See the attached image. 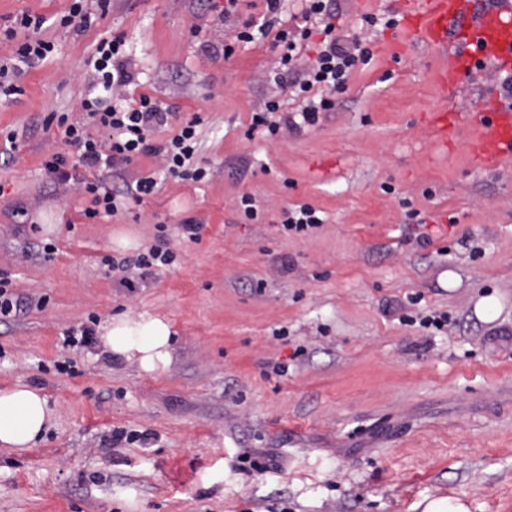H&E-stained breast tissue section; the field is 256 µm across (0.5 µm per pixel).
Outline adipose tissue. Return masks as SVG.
Masks as SVG:
<instances>
[{"label": "adipose tissue", "mask_w": 512, "mask_h": 512, "mask_svg": "<svg viewBox=\"0 0 512 512\" xmlns=\"http://www.w3.org/2000/svg\"><path fill=\"white\" fill-rule=\"evenodd\" d=\"M173 336L167 319L148 314L114 317L99 328V341L106 352L138 362L147 373L169 367ZM54 415L41 391L25 382L0 389V447L19 452L33 448L50 428Z\"/></svg>", "instance_id": "1"}]
</instances>
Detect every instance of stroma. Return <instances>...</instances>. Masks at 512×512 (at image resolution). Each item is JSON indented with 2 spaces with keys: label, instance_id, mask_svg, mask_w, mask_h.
<instances>
[{
  "label": "stroma",
  "instance_id": "35a3bbf8",
  "mask_svg": "<svg viewBox=\"0 0 512 512\" xmlns=\"http://www.w3.org/2000/svg\"><path fill=\"white\" fill-rule=\"evenodd\" d=\"M404 2L331 0L342 45L372 57L316 126L270 136L252 115L271 99L298 110L309 54L282 74L272 37L236 41L264 0L228 17L224 0H110L82 33L59 23L71 0H0V25L42 16L55 45L18 78L22 95L0 98V272L26 303L0 319V388L24 381L55 411L34 448L0 450V512H422L435 498L512 512V158L479 168L470 151L501 78L441 91L447 51L382 26ZM116 36L120 96L169 106L158 142L200 117L210 173L185 182L140 157L107 185L152 175L157 193L89 220L84 168L65 185L44 170L62 146L43 121L78 117L86 62ZM449 108L461 122L443 143L428 118ZM245 193L259 219L239 210ZM302 203L323 224L285 232L283 208ZM161 243L176 263L135 290L102 263ZM144 313L175 332L165 372L63 343L90 319ZM440 313L442 329L417 322ZM119 428L149 441L113 443ZM246 455L277 467L255 472Z\"/></svg>",
  "mask_w": 512,
  "mask_h": 512
}]
</instances>
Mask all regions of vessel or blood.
<instances>
[{"label":"vessel or blood","mask_w":512,"mask_h":512,"mask_svg":"<svg viewBox=\"0 0 512 512\" xmlns=\"http://www.w3.org/2000/svg\"><path fill=\"white\" fill-rule=\"evenodd\" d=\"M404 21L410 36L442 48L454 43L442 85L456 83L460 73L491 64L512 70V10L485 8L469 13L468 0H408ZM473 147L484 165L512 156V109L495 105L475 126Z\"/></svg>","instance_id":"vessel-or-blood-1"}]
</instances>
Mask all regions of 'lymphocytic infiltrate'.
I'll return each instance as SVG.
<instances>
[{"label": "lymphocytic infiltrate", "mask_w": 512, "mask_h": 512, "mask_svg": "<svg viewBox=\"0 0 512 512\" xmlns=\"http://www.w3.org/2000/svg\"><path fill=\"white\" fill-rule=\"evenodd\" d=\"M282 0H265L268 18L262 24L246 22L238 35V41L253 42L256 35H273L282 48L280 64L290 67L297 49L314 50L315 58L311 61L307 76L297 82L294 88L296 98L303 106L300 116L304 125L313 126L320 120L322 112L332 109L333 102L321 98L318 104H310V94L314 90L332 91L345 89L353 70L358 63L367 62L370 51L363 48L359 52H350L336 41L335 12L329 8V0H308V13L319 16L320 29L302 28L300 33L288 29H274L272 19L281 10ZM44 20L39 16L21 14L4 32L6 39L17 40L18 45L11 57L0 59V95L21 94L17 85L24 68H29L45 60L55 45L41 38L31 37V30L41 28ZM94 77L104 87L128 84L130 76L125 68V42L121 38L100 40L95 48ZM81 120L70 121L68 115L61 114L46 118L45 127L55 130L61 142L75 150L77 162L85 170L93 172V179H85L80 188L89 200L83 209L85 218L93 219L100 214L118 213L120 198L143 202L144 198L154 193L157 181L154 177H139L127 182L124 193L118 194L108 190L98 174L110 171L118 166L130 165L139 156H159L164 160L168 176L183 181H202L207 170L198 164L197 126L198 119L191 118L182 122L178 131L165 142L157 143L152 139L153 133L168 124L170 114L160 101L143 95L138 106H121L103 101L99 98L82 99L79 105ZM96 126L109 133L108 139L98 140L89 132V126ZM177 255L170 248L156 245L148 252L133 258L114 260L105 258L104 263L124 274L122 284L135 288L139 279L153 273L155 268L172 265Z\"/></svg>", "instance_id": "obj_1"}]
</instances>
